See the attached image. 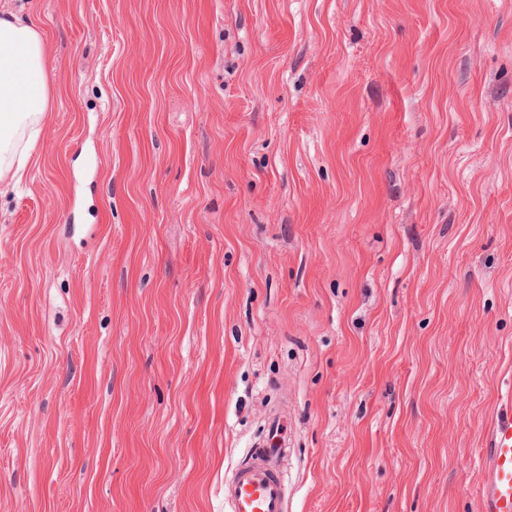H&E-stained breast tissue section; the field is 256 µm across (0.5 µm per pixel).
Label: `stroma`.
<instances>
[{"mask_svg":"<svg viewBox=\"0 0 512 512\" xmlns=\"http://www.w3.org/2000/svg\"><path fill=\"white\" fill-rule=\"evenodd\" d=\"M0 512H478L512 385V0H0ZM52 80L39 30L14 14H0V181L21 180L50 108ZM283 421L269 423V439L251 448L245 462L236 466L230 476L231 512H286L288 483L281 460L288 448L282 439Z\"/></svg>","mask_w":512,"mask_h":512,"instance_id":"1","label":"stroma"}]
</instances>
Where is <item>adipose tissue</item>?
Here are the masks:
<instances>
[{"mask_svg":"<svg viewBox=\"0 0 512 512\" xmlns=\"http://www.w3.org/2000/svg\"><path fill=\"white\" fill-rule=\"evenodd\" d=\"M52 80L39 30L0 14V180H21L50 108Z\"/></svg>","mask_w":512,"mask_h":512,"instance_id":"obj_1","label":"adipose tissue"}]
</instances>
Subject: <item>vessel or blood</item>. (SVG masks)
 <instances>
[{
    "label": "vessel or blood",
    "mask_w": 512,
    "mask_h": 512,
    "mask_svg": "<svg viewBox=\"0 0 512 512\" xmlns=\"http://www.w3.org/2000/svg\"><path fill=\"white\" fill-rule=\"evenodd\" d=\"M507 406L491 420L481 452L483 476L478 486L480 512H512V389ZM283 422L273 418L269 439L249 451L230 476V512H286L288 483L281 469L286 453L280 438Z\"/></svg>",
    "instance_id": "b4317fda"
}]
</instances>
